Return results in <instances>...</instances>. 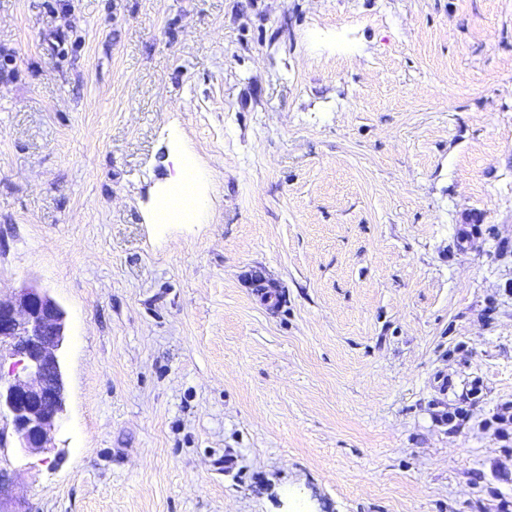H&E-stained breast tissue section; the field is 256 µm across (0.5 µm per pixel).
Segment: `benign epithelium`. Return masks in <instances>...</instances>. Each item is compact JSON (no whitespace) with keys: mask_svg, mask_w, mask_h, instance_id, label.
<instances>
[{"mask_svg":"<svg viewBox=\"0 0 512 512\" xmlns=\"http://www.w3.org/2000/svg\"><path fill=\"white\" fill-rule=\"evenodd\" d=\"M64 312L47 294L23 288L0 298V354L20 358L23 375L0 381V408L11 416L22 447H51V433L65 410L58 352L64 341Z\"/></svg>","mask_w":512,"mask_h":512,"instance_id":"7a95c632","label":"benign epithelium"}]
</instances>
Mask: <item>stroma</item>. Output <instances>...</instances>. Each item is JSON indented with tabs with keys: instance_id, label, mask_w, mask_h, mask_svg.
Instances as JSON below:
<instances>
[{
	"instance_id": "obj_1",
	"label": "stroma",
	"mask_w": 512,
	"mask_h": 512,
	"mask_svg": "<svg viewBox=\"0 0 512 512\" xmlns=\"http://www.w3.org/2000/svg\"><path fill=\"white\" fill-rule=\"evenodd\" d=\"M22 287L66 411L0 512H512V0H0ZM196 178V167L191 160H186L185 156H183L178 178L173 181H169V190L167 195L173 189V198L171 201V206L173 208H180L188 197L187 195H189V207L186 209L196 211L201 206V202L194 192Z\"/></svg>"
}]
</instances>
